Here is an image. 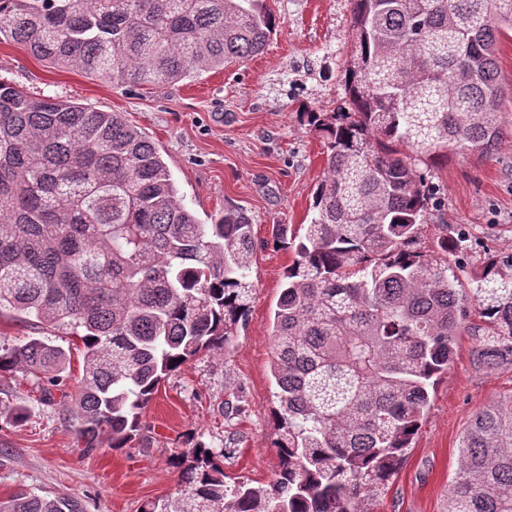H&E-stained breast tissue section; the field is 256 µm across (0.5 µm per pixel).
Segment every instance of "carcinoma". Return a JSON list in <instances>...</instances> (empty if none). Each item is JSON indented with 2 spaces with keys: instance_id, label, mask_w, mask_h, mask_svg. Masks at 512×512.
Instances as JSON below:
<instances>
[{
  "instance_id": "carcinoma-1",
  "label": "carcinoma",
  "mask_w": 512,
  "mask_h": 512,
  "mask_svg": "<svg viewBox=\"0 0 512 512\" xmlns=\"http://www.w3.org/2000/svg\"><path fill=\"white\" fill-rule=\"evenodd\" d=\"M351 3L349 111L307 113L325 170L274 311L278 473L230 486L220 454L186 448L173 458L179 491L143 512H370L461 331L479 368L512 366V277L486 266L471 289L474 324L451 273L455 243L417 248L429 204L419 163L483 159L502 141L499 38L512 0ZM274 26L264 0H0V41L119 85L244 62ZM252 224L241 208L200 223L123 113L0 80V309L84 345L76 394H62L84 451L104 437L127 447L178 359L234 343L250 311ZM66 360L47 337L0 344V376L47 382L44 402ZM0 512L85 510L20 491ZM447 512H512V395L471 421Z\"/></svg>"
}]
</instances>
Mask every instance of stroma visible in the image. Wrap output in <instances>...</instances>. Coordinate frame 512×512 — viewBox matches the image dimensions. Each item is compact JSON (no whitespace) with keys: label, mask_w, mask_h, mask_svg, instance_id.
<instances>
[{"label":"stroma","mask_w":512,"mask_h":512,"mask_svg":"<svg viewBox=\"0 0 512 512\" xmlns=\"http://www.w3.org/2000/svg\"><path fill=\"white\" fill-rule=\"evenodd\" d=\"M275 32L264 52L243 63L164 87L118 86L106 78L54 66L25 47L0 43V79L28 92L121 112L159 148L179 194L201 221L227 207L253 218L257 244L247 325L230 352L201 354L160 386L130 447L83 452L59 406L22 373L0 379V499L25 490L75 497L86 512H140L178 489L174 451L195 443L223 452L224 471L257 483L272 480L279 460L271 443L275 382L270 372L273 312L291 250L277 246V225L300 233L311 216L325 163L322 139L303 111L346 104L342 70L351 52V0H268ZM499 72L504 137L486 159L452 156L428 168L433 191L419 247L433 254L442 238L457 247L451 265L463 289L476 287L487 262L512 276V33L502 37ZM42 335L67 355L65 389L82 374L83 345L64 330L38 328L0 310V344ZM471 336L461 335L448 371L431 390L430 409L401 469L374 512H445L458 467V446L474 415L512 394V368L477 367ZM238 411L225 416L224 403ZM27 408L15 420V405Z\"/></svg>","instance_id":"1"}]
</instances>
